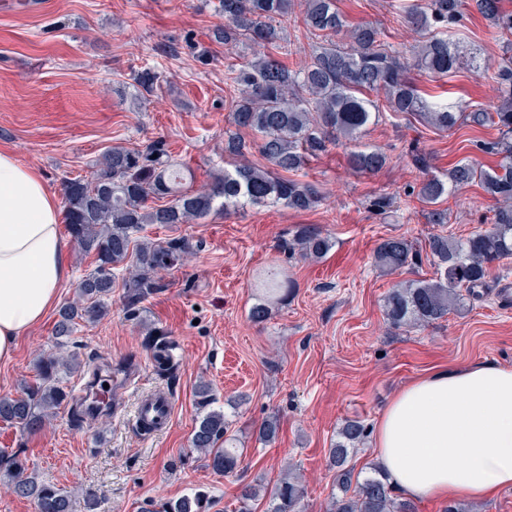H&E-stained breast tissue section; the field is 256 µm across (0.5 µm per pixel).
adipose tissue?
<instances>
[{
	"instance_id": "ef3b65f1",
	"label": "adipose tissue",
	"mask_w": 512,
	"mask_h": 512,
	"mask_svg": "<svg viewBox=\"0 0 512 512\" xmlns=\"http://www.w3.org/2000/svg\"><path fill=\"white\" fill-rule=\"evenodd\" d=\"M59 203L35 170L0 151V362L71 278ZM378 466L400 497L491 498L512 487V367L438 368L403 386L373 428Z\"/></svg>"
}]
</instances>
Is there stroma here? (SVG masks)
Masks as SVG:
<instances>
[{
  "label": "stroma",
  "mask_w": 512,
  "mask_h": 512,
  "mask_svg": "<svg viewBox=\"0 0 512 512\" xmlns=\"http://www.w3.org/2000/svg\"><path fill=\"white\" fill-rule=\"evenodd\" d=\"M217 0H0V150L36 169L49 191L64 179L87 175L115 147L164 140L195 185L224 170V132L231 129L224 102L225 47L214 39L224 24ZM348 24L382 30L396 49L414 44L399 0H337ZM464 51L498 63L504 38L477 12H468ZM160 75L151 95L140 96L132 75ZM432 103L473 110L498 102L489 76L459 70L438 78L414 72ZM495 129L457 124L448 131L383 113L363 137L389 157L378 172L352 173L344 146L310 158L293 177L324 195L315 209L296 212L274 204L249 206L230 216L212 212L194 224L148 227L150 238L185 236L193 258L164 272L165 291L150 298L137 320L125 319L120 298L109 317L79 326L72 341L79 362L135 359L139 381L119 395L120 416L73 426L67 409L44 430L24 434L0 422V454H19L29 476L51 482L72 501V512H144L153 501L206 491L217 512H234L237 483L213 472L191 451L196 419L194 388L210 382L224 402L229 433L242 448L246 481L272 490L289 469L306 488V512H327L336 494L328 448L344 420L374 425L394 394L436 366L479 362L512 366V268L492 270L464 306L436 323L408 331L390 328L383 298L406 280L434 278L424 253L430 234L468 236L489 226L493 201L472 185L448 196L446 224L428 221L429 207L410 195L419 172L411 149L429 153L435 172L458 162L483 168L498 158L477 141ZM385 195V214L370 202ZM321 228L333 241L315 261L289 258L281 249L297 228ZM390 236L412 241L422 258L412 269L388 273L373 263V249ZM275 268L294 281L288 300L273 304L260 325L249 319L256 282ZM55 315L31 329L14 359L0 363V396L21 391L37 356L54 349ZM166 329L178 348L175 382L157 376L142 346L151 328ZM169 389L175 409L169 428L142 436L133 416L139 397ZM280 421L275 443L255 432L268 417Z\"/></svg>",
  "instance_id": "35a3bbf8"
}]
</instances>
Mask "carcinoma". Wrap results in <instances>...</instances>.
<instances>
[{
  "mask_svg": "<svg viewBox=\"0 0 512 512\" xmlns=\"http://www.w3.org/2000/svg\"><path fill=\"white\" fill-rule=\"evenodd\" d=\"M471 7L490 26L509 36L502 62L492 74L499 104L491 111L471 112H456L449 104L432 106L410 72L417 69L446 76L459 70L457 44L464 36V21ZM217 9L224 16L217 40L225 47L271 49L252 58L241 55L239 62L224 70L230 88L231 122L239 130L258 134L259 140L247 142L236 132L224 133L228 169L198 189L184 183L182 165L161 141L144 149L114 147L90 175L63 181L66 224L79 252L92 258V269L80 278L76 298L57 311L54 332L58 350L69 347L77 326L96 323L110 314L112 293L117 288L125 318H139L144 302L168 287L161 273L182 264L195 251L184 236L148 239L142 235L147 225L188 224L216 209H224L227 215L247 204L281 203L297 212L311 210L321 201L315 185L286 174L299 170L308 157L331 145H353L348 164L356 172L382 168L386 155L360 143L382 109L418 117L443 130L454 128L460 120L493 126L498 137L480 142L478 148L500 157L490 170L460 162L438 174L432 171L428 155L412 154L421 179L410 187L409 194L432 207L430 223H448V212L437 205L474 182L497 201V207L491 226L466 238L440 233L427 237L437 277L400 283L387 292L384 308L390 327L415 328L445 318L485 284L496 264L512 257V10L504 7L503 0H410L403 12L418 39L406 51L387 45L376 27L348 25L336 9V0H305L300 24L321 42L309 61L297 68L273 54L284 49L292 14L289 0H218ZM158 80V73L150 68L134 74L142 94L153 93ZM371 93L383 96L384 105L370 99ZM252 148L268 166L242 162ZM331 247V238L310 225L302 226L285 243L289 256L304 261L321 258ZM417 260L413 243L404 237L382 240L374 253L375 265L388 272L409 268ZM258 288L262 296L251 307L250 319L260 324L270 315L267 300L288 298L293 285L272 272ZM143 345L157 374L174 377L176 343L169 333L155 328L145 336ZM68 365L70 359L54 354L40 358L33 380L24 384L19 395L0 397V420L24 434L42 430L71 399L73 390L60 377ZM195 406L191 447L204 455L214 472L240 481L235 512H253L260 488L244 480L242 454L227 436L229 423L211 384H197ZM278 430L276 419L265 420L257 428L258 439L271 443ZM366 435L367 426L358 419L345 421L337 432L329 461L336 470L339 494L332 497L328 512H416L413 503L396 495L379 472L354 480L349 457ZM1 469L10 473L14 492L32 499L37 512H70L69 496L53 483L25 475L26 465L20 456L0 455ZM305 494L304 485L290 473L275 488L267 512H303ZM208 509L209 498L194 492L166 502L160 512Z\"/></svg>",
  "mask_w": 512,
  "mask_h": 512,
  "instance_id": "1",
  "label": "carcinoma"
}]
</instances>
